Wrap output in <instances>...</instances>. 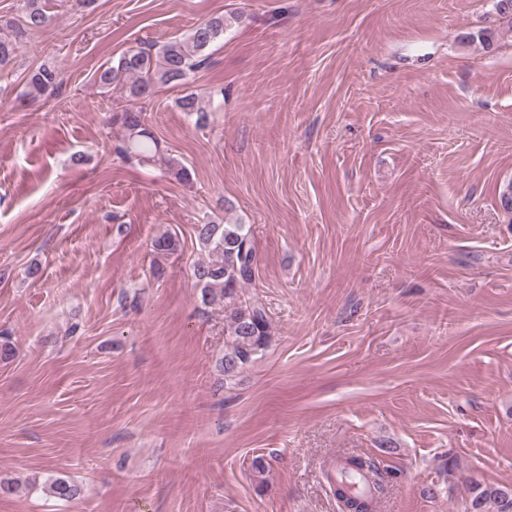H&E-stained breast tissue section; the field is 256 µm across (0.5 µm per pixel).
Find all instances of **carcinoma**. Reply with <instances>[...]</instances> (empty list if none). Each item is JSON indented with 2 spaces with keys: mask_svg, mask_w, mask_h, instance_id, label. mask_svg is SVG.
<instances>
[{
  "mask_svg": "<svg viewBox=\"0 0 512 512\" xmlns=\"http://www.w3.org/2000/svg\"><path fill=\"white\" fill-rule=\"evenodd\" d=\"M19 22L5 21L15 31V39L0 37V67L11 62L20 48L19 40L28 33L39 31L51 22L44 0H24ZM228 27L224 15H217L198 24L183 37L174 38L158 49L132 47L116 62L99 70L98 82L103 87H121L132 101L150 97L158 86L180 85L187 77L209 62L208 49L224 37ZM479 41L487 51L497 44V29L485 27L476 33L459 36L463 45ZM63 84L61 72L42 64L33 69L26 80L23 97L36 99L51 96ZM181 111L196 116V123L207 119L205 101L195 93L178 100ZM109 121L124 131L121 152L141 164L162 168L180 181L189 180L188 169L161 148L158 139L148 128L142 107L129 106L116 112ZM195 236L205 257L192 267V278L199 290L202 305L224 312V350L216 360L225 381L234 378L270 346L273 336L265 301L257 292L248 290L258 273L259 259L250 229L244 224L209 221L195 225ZM152 249L159 258H166L179 249V240L164 233L152 241ZM48 492L63 502L80 498L83 487L69 476H52ZM335 494L345 512H370L371 501L356 494L349 495V487L336 482ZM465 507L471 512H512V485L496 486L472 482L468 487Z\"/></svg>",
  "mask_w": 512,
  "mask_h": 512,
  "instance_id": "carcinoma-1",
  "label": "carcinoma"
}]
</instances>
